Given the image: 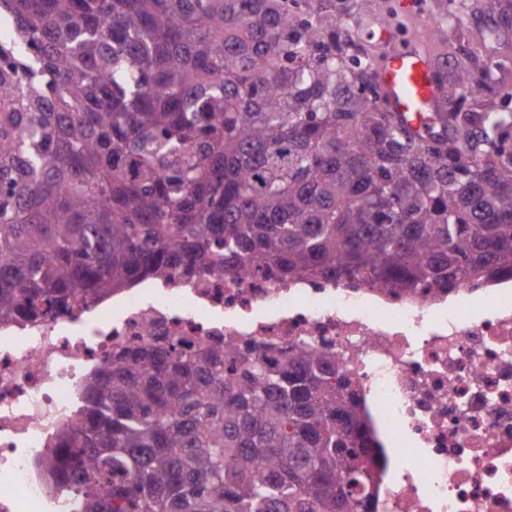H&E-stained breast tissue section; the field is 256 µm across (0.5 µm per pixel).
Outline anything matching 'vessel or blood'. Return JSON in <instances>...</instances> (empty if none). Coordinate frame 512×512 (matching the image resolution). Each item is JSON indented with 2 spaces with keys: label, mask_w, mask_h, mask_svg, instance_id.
<instances>
[{
  "label": "vessel or blood",
  "mask_w": 512,
  "mask_h": 512,
  "mask_svg": "<svg viewBox=\"0 0 512 512\" xmlns=\"http://www.w3.org/2000/svg\"><path fill=\"white\" fill-rule=\"evenodd\" d=\"M438 69L424 39L385 51L376 69L384 109L417 116L441 111L446 97Z\"/></svg>",
  "instance_id": "1"
}]
</instances>
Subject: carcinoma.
Returning a JSON list of instances; mask_svg holds the SVG:
<instances>
[{
	"instance_id": "cac0c4a2",
	"label": "carcinoma",
	"mask_w": 512,
	"mask_h": 512,
	"mask_svg": "<svg viewBox=\"0 0 512 512\" xmlns=\"http://www.w3.org/2000/svg\"><path fill=\"white\" fill-rule=\"evenodd\" d=\"M0 319L179 268L393 293L512 277V92L441 68L420 128L381 105L336 0H0ZM430 38L448 43L447 15ZM112 351L56 479L83 512H371L353 381L293 346Z\"/></svg>"
}]
</instances>
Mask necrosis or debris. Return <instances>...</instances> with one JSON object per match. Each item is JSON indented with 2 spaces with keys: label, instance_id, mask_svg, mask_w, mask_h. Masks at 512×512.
Masks as SVG:
<instances>
[{
  "label": "necrosis or debris",
  "instance_id": "4bbe7bcc",
  "mask_svg": "<svg viewBox=\"0 0 512 512\" xmlns=\"http://www.w3.org/2000/svg\"><path fill=\"white\" fill-rule=\"evenodd\" d=\"M303 343L355 378L385 467L374 512H512V278L393 296L245 266L137 284L79 312L0 323V512H81L48 448L121 345Z\"/></svg>",
  "mask_w": 512,
  "mask_h": 512
}]
</instances>
